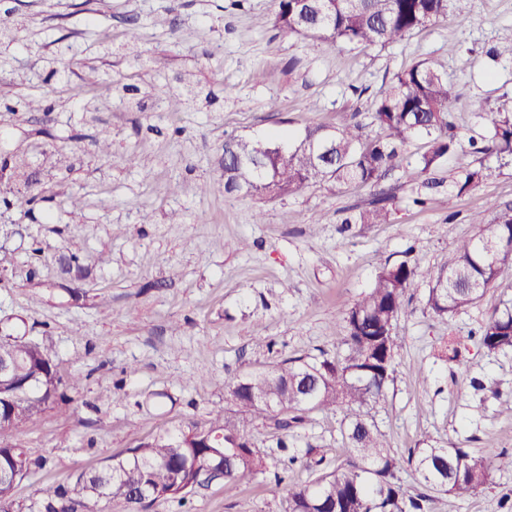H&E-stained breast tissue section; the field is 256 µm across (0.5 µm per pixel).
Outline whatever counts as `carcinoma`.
Returning <instances> with one entry per match:
<instances>
[{
  "mask_svg": "<svg viewBox=\"0 0 512 512\" xmlns=\"http://www.w3.org/2000/svg\"><path fill=\"white\" fill-rule=\"evenodd\" d=\"M449 0H316L307 10L298 0H277L275 25L288 33L336 44L385 47L447 17ZM456 97L444 73L417 62L396 76L375 104L374 120L383 135L371 137L358 124L315 126L288 146L231 137L224 141L227 194H292L318 182L367 185L396 167L405 148L427 139L419 157L425 172L445 160L456 145L448 115ZM477 153L512 154V113L492 119L487 143L471 141ZM490 176L485 167L467 171L456 183L463 193ZM361 224H386L389 211L379 198L353 217ZM485 234L461 241L446 269L428 272L427 310L445 319L477 303L489 287L512 279V206L495 210ZM418 276L405 262L384 263L370 288L338 321L344 353L334 358L286 359L271 369L241 376L228 386L227 399L250 420L273 419L288 430L313 411L343 415L342 438L352 456L335 470L288 489L283 512H426L430 498L413 495L397 478L402 464L435 493L471 497L492 480L493 472L512 469V454L479 457L461 447L423 439L403 457L392 451L371 410L384 405L395 372L399 337L395 327L412 314L406 292ZM489 352L512 351V308L494 313L480 329ZM0 348L13 354L12 375L0 382V432L20 429L41 415L66 391L78 392L77 376L63 378L42 343L24 336H0ZM19 409L23 418L9 413ZM42 466L18 443L0 441V512H99L117 500L125 512H146L162 500H185L181 489L215 481L236 483L265 467L246 425L224 410L213 412L205 427L194 424L159 435L112 456L70 486H59L27 509L15 503V487Z\"/></svg>",
  "mask_w": 512,
  "mask_h": 512,
  "instance_id": "1",
  "label": "carcinoma"
}]
</instances>
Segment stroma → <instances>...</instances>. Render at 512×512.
<instances>
[{
  "label": "stroma",
  "instance_id": "obj_1",
  "mask_svg": "<svg viewBox=\"0 0 512 512\" xmlns=\"http://www.w3.org/2000/svg\"><path fill=\"white\" fill-rule=\"evenodd\" d=\"M276 0H0V334L51 349L73 402L48 409L20 443L45 465L15 499L74 482L110 456L226 406L237 377L289 359L342 353L334 327L381 264L422 271L452 263L462 240L512 204V159L473 153L470 138L512 112V0H466L447 19L386 47L291 34ZM138 40L127 44L128 29ZM443 71L457 100L459 144L424 188V139L378 184H315L274 199L224 191V140L301 134L373 122L381 91L406 67ZM192 87L179 109L171 96ZM137 155L129 166L126 159ZM487 166L466 192L457 181ZM387 197L390 221L350 218ZM247 250H236L239 241ZM428 283L406 296L395 328L396 372L374 410L394 451L419 440L492 457L512 453V351L491 353L479 331L512 301V281L439 319ZM460 351L445 357L447 342ZM339 413L308 414L293 432L304 451L287 465L273 421L249 433L268 467L248 481L196 488L186 504L149 512H282L292 484L348 456ZM287 469L278 486L274 474ZM428 512H512V470L461 500L433 495Z\"/></svg>",
  "mask_w": 512,
  "mask_h": 512
}]
</instances>
